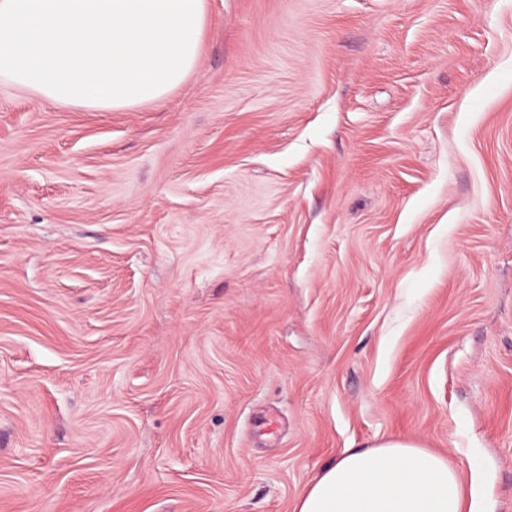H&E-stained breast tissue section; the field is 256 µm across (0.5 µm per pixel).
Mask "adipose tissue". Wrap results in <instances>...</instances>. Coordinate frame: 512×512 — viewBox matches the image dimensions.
Instances as JSON below:
<instances>
[{
    "label": "adipose tissue",
    "instance_id": "adipose-tissue-1",
    "mask_svg": "<svg viewBox=\"0 0 512 512\" xmlns=\"http://www.w3.org/2000/svg\"><path fill=\"white\" fill-rule=\"evenodd\" d=\"M207 0H0V84L111 112L162 101L195 68ZM294 512H474L459 468L388 438L330 460Z\"/></svg>",
    "mask_w": 512,
    "mask_h": 512
}]
</instances>
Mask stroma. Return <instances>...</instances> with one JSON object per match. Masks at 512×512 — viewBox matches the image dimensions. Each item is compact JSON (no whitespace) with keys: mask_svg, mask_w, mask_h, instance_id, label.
<instances>
[{"mask_svg":"<svg viewBox=\"0 0 512 512\" xmlns=\"http://www.w3.org/2000/svg\"><path fill=\"white\" fill-rule=\"evenodd\" d=\"M159 104L0 85V512H293L404 438L512 512V0H207Z\"/></svg>","mask_w":512,"mask_h":512,"instance_id":"1","label":"stroma"}]
</instances>
